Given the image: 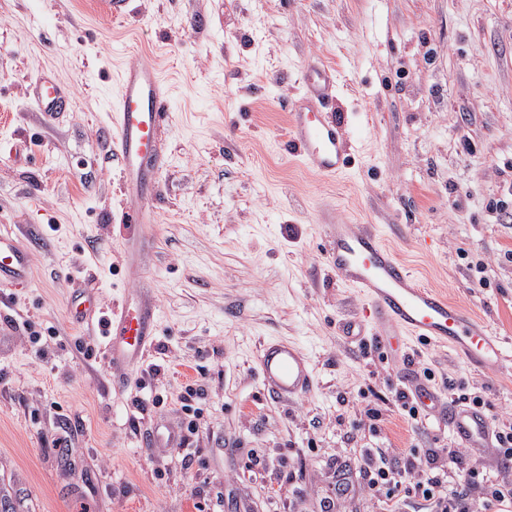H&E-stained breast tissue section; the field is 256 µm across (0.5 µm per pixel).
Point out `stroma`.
Listing matches in <instances>:
<instances>
[{
    "label": "stroma",
    "instance_id": "stroma-1",
    "mask_svg": "<svg viewBox=\"0 0 512 512\" xmlns=\"http://www.w3.org/2000/svg\"><path fill=\"white\" fill-rule=\"evenodd\" d=\"M157 62L171 124L145 256L153 347L112 383L105 339L70 320L72 285L111 305L124 204L107 112L128 53ZM336 74L352 163L325 181L284 142L303 68ZM50 70L74 106L46 122L26 88ZM0 225L34 244L0 316V512H320L337 471L379 448H445L396 404L399 367L340 322L365 302L330 273L326 217L372 227L425 285L488 324L508 362L476 370L411 341L416 369L512 425V0H0ZM310 357L311 393L276 400L257 354ZM185 444L147 456L148 434ZM378 419L366 415L367 407ZM132 0H100L96 2V11L104 19L120 21L132 12Z\"/></svg>",
    "mask_w": 512,
    "mask_h": 512
}]
</instances>
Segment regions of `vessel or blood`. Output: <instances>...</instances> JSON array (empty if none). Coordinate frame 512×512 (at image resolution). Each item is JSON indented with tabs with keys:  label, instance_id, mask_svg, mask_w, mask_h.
Listing matches in <instances>:
<instances>
[{
	"label": "vessel or blood",
	"instance_id": "obj_1",
	"mask_svg": "<svg viewBox=\"0 0 512 512\" xmlns=\"http://www.w3.org/2000/svg\"><path fill=\"white\" fill-rule=\"evenodd\" d=\"M132 0H97L96 11L120 21L131 13ZM305 92L289 109L286 149L307 168L325 178L343 171L350 142L345 120L330 107L335 75L326 66L308 67L301 77ZM27 99L46 122H54L72 107L67 87L51 73L30 83ZM171 120L169 92L157 66L135 53L119 73L117 98L110 115L113 146L119 156L120 192L125 201L119 215L120 257L128 279L143 276L147 247L145 227L155 221L152 200L156 175L164 164L162 133ZM322 255L349 287L367 300L361 316L345 322L346 336H375L379 348L400 358L406 339L448 345L475 368L502 366L507 355L499 336L463 305L423 286L384 244L380 235L361 224L325 220ZM32 251L12 232L0 230V303L5 291L29 282ZM70 319L78 325L99 326L108 339L106 356L119 369V382L135 372L153 344L157 309L149 296L124 298L102 315L94 289L75 287L67 300ZM258 367L266 391L281 399L309 393L314 368L307 353L283 339L263 343ZM403 383L418 404L448 427L461 447H488L492 423L481 408L452 406L428 383L402 373Z\"/></svg>",
	"mask_w": 512,
	"mask_h": 512
}]
</instances>
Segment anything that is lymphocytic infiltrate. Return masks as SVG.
Segmentation results:
<instances>
[{
    "label": "lymphocytic infiltrate",
    "mask_w": 512,
    "mask_h": 512,
    "mask_svg": "<svg viewBox=\"0 0 512 512\" xmlns=\"http://www.w3.org/2000/svg\"><path fill=\"white\" fill-rule=\"evenodd\" d=\"M358 474L368 490L379 494L384 512H404L406 505L395 492L400 476L412 480L411 491L426 502L429 512H512V479L479 476L460 448H430L394 457L384 450L361 458ZM481 484L480 502L468 494Z\"/></svg>",
    "instance_id": "lymphocytic-infiltrate-1"
}]
</instances>
